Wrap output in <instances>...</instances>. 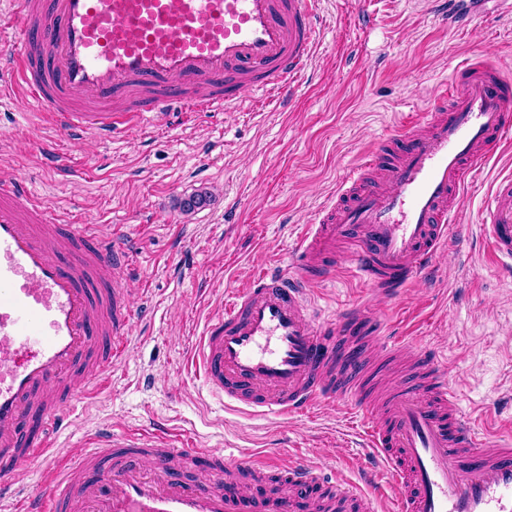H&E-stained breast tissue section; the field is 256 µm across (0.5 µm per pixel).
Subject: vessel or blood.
Masks as SVG:
<instances>
[{
  "label": "vessel or blood",
  "instance_id": "1",
  "mask_svg": "<svg viewBox=\"0 0 512 512\" xmlns=\"http://www.w3.org/2000/svg\"><path fill=\"white\" fill-rule=\"evenodd\" d=\"M484 0H430L444 21ZM320 0H5L0 100L37 104L55 136L36 153L69 177L62 140L109 139L172 109L216 112L244 94L295 89L324 23ZM512 137V79L460 63L427 110L347 170L304 225L288 263L227 291L187 360L236 410L292 416L325 401L368 423L386 483L351 481L304 460L198 447L180 429L108 427L58 456L74 402L102 392L135 318L129 251L117 231L82 223L0 169V503L20 512H512V418L464 413L437 356L413 351L411 377L391 370L369 395L373 358L403 346L364 304L319 322L316 288L350 247L351 276L398 298L451 243L470 174ZM489 259L512 261V178L486 195ZM208 481H190L186 463ZM40 482L25 491L30 468Z\"/></svg>",
  "mask_w": 512,
  "mask_h": 512
}]
</instances>
